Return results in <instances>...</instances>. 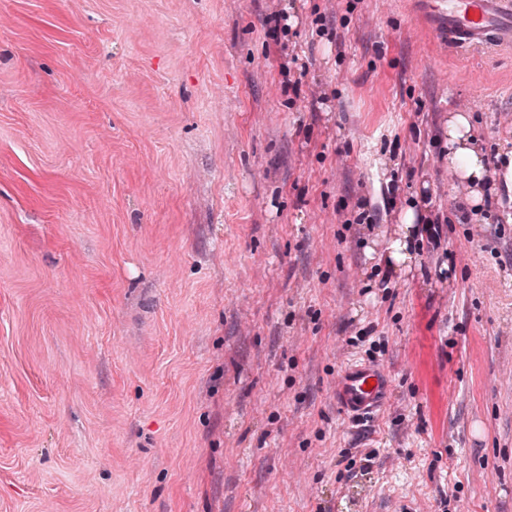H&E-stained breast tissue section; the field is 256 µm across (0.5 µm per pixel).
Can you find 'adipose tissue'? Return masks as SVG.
Listing matches in <instances>:
<instances>
[{"instance_id":"1","label":"adipose tissue","mask_w":512,"mask_h":512,"mask_svg":"<svg viewBox=\"0 0 512 512\" xmlns=\"http://www.w3.org/2000/svg\"><path fill=\"white\" fill-rule=\"evenodd\" d=\"M448 168L466 184L469 192L468 203L474 212H481L483 188L489 176H496L512 192V153L505 154L497 171H489L478 137L466 112H455L448 117ZM417 215L413 209H406L394 238H391L380 259L388 269L410 271L415 263V225Z\"/></svg>"}]
</instances>
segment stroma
<instances>
[{"label": "stroma", "mask_w": 512, "mask_h": 512, "mask_svg": "<svg viewBox=\"0 0 512 512\" xmlns=\"http://www.w3.org/2000/svg\"><path fill=\"white\" fill-rule=\"evenodd\" d=\"M461 109L512 149V50L413 0H0V512H512V223L458 210ZM427 198L440 249L378 271ZM391 384L384 364L350 363L337 378L336 403L352 418H367L385 406Z\"/></svg>", "instance_id": "1"}]
</instances>
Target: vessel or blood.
Returning <instances> with one entry per match:
<instances>
[{
  "label": "vessel or blood",
  "mask_w": 512,
  "mask_h": 512,
  "mask_svg": "<svg viewBox=\"0 0 512 512\" xmlns=\"http://www.w3.org/2000/svg\"><path fill=\"white\" fill-rule=\"evenodd\" d=\"M439 42L448 48L512 46V0H421ZM384 364L353 362L339 374L336 403L363 419L382 409L391 388Z\"/></svg>",
  "instance_id": "vessel-or-blood-1"
}]
</instances>
